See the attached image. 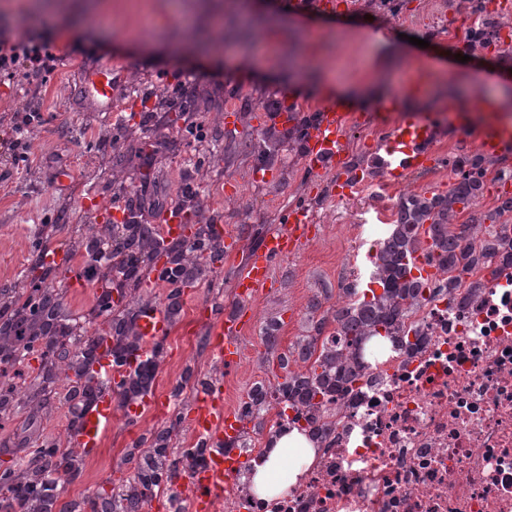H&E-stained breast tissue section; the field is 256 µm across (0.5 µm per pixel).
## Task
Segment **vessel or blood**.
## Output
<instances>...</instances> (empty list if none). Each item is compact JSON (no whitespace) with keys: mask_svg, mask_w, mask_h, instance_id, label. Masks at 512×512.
<instances>
[{"mask_svg":"<svg viewBox=\"0 0 512 512\" xmlns=\"http://www.w3.org/2000/svg\"><path fill=\"white\" fill-rule=\"evenodd\" d=\"M434 82L430 71L418 69L409 72L398 85L395 97L384 105L385 110L398 111L402 100L409 95L425 94ZM117 76L108 65H91L83 70L82 98L90 111L115 112L114 88ZM448 127L456 136L475 135L480 153L496 155L512 146V124L500 117V107L494 98L481 97L474 106H462L447 117ZM344 114L333 107H320L318 121L311 129L308 139L307 160L313 167L322 169L335 166L341 160ZM432 133L429 123L423 119H410L392 130L383 143L386 158L382 164L381 177L392 182L411 172L431 167L433 155L423 145ZM317 234L305 211L290 212L285 224L270 233L262 246L251 253L243 272L237 277L235 291L241 300L256 297L271 282L272 265L275 261L297 254L303 245ZM201 319L210 325L209 341L215 355L225 366H237L242 357L240 338L248 326L247 311L226 315L203 307ZM173 322L166 308L149 305L144 307L137 319V331L143 350L169 336ZM166 398L150 393L142 400L125 409L130 418L165 413ZM122 410L112 391L106 390L96 403L84 414L79 426L71 434L73 447L82 449L86 457L98 456L104 437L112 427V420ZM242 423L236 411L224 402L221 389L201 392L191 419V429L196 436L206 438L210 450L206 462L194 469L186 478L191 488L188 503L190 512H212L213 502L223 496L224 488L234 479L245 460L229 442L237 437Z\"/></svg>","mask_w":512,"mask_h":512,"instance_id":"vessel-or-blood-1","label":"vessel or blood"}]
</instances>
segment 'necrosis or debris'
Instances as JSON below:
<instances>
[{"label":"necrosis or debris","mask_w":512,"mask_h":512,"mask_svg":"<svg viewBox=\"0 0 512 512\" xmlns=\"http://www.w3.org/2000/svg\"><path fill=\"white\" fill-rule=\"evenodd\" d=\"M491 268L477 297L416 314L418 350L371 349L303 481L263 500L239 471L221 512H512V264Z\"/></svg>","instance_id":"necrosis-or-debris-1"}]
</instances>
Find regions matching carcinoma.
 Masks as SVG:
<instances>
[{"mask_svg": "<svg viewBox=\"0 0 512 512\" xmlns=\"http://www.w3.org/2000/svg\"><path fill=\"white\" fill-rule=\"evenodd\" d=\"M481 37L466 42L463 51L484 54L492 48L498 58L512 62V47L502 41L508 26L505 14L483 9ZM288 136L264 146L256 160L262 164L280 146L306 152L315 116H291ZM489 160L477 154L466 165L453 163L448 190L431 195L410 194L399 202L397 218L377 249L371 288L360 293L341 288L342 305L327 309L312 322V334L300 338L279 355L281 379L257 385L251 409L244 419H260L268 395L286 400L293 412L288 425L320 444L333 430L327 416H335L356 382L370 365L367 347L378 340L395 352H412L426 339L411 315L428 296L448 294L473 297L483 280L462 283L457 272L478 271L500 257L512 262V233L505 216L512 215V196L499 199L495 209L461 220L478 206L489 177ZM194 232L177 240L165 239L156 224L129 219L123 224H42L35 233L26 271L0 288V430L16 424L13 441L31 444L26 458L0 463V512H143L154 493L178 478L176 457L187 456L180 443L182 419L175 416L133 438L124 461L132 465L118 485L98 486L89 493L61 497L58 486L81 481L83 455L70 439L40 433L44 421L60 406L67 407L68 431L110 387V379L92 370L99 348L109 343L112 364L127 369L116 393L123 405L142 399L151 389L165 358V341L139 355L136 321L142 307L152 303L143 290L149 280L168 289L167 305L173 321L181 315V297L187 288L219 287L213 274L224 267V239L201 208L192 209ZM61 250L79 261L76 276L95 288V300L86 316H72L66 275L48 256ZM423 252L437 273L430 279L412 275L415 255ZM38 362V367L30 361ZM193 368H187L174 386H205Z\"/></svg>", "mask_w": 512, "mask_h": 512, "instance_id": "cac0c4a2", "label": "carcinoma"}]
</instances>
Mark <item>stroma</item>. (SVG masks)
<instances>
[{
    "mask_svg": "<svg viewBox=\"0 0 512 512\" xmlns=\"http://www.w3.org/2000/svg\"><path fill=\"white\" fill-rule=\"evenodd\" d=\"M70 2L77 10L65 15L48 5L37 7L36 0H0V33L21 37L40 31L46 23L57 48L74 47L59 60L46 84L19 93L0 83V120L25 102L40 114L26 133L25 154L0 148V285L15 280L27 267L37 225L100 224L110 205L121 207L130 200L141 203L143 221L154 224L163 211L182 200L186 189L199 192L225 234L237 242L236 256L225 260L218 276L224 286L219 300L228 311L248 307L251 316L240 339V363L218 379L233 407L240 394L258 382L272 381L279 372L261 339L266 325L277 324L279 349L287 351L307 333L312 297L324 288L330 297H337L340 285L368 266L367 250L356 238L359 225L375 223L378 207L396 210L404 196L447 190L448 156L460 149L476 150L472 141L456 144L447 127H438L429 145L436 166L392 184L370 173L371 162L380 157L384 129L420 116L448 91H455L467 105L474 103L478 92L495 94L500 87L499 80L489 76L476 89L452 87L442 79L426 98L408 102L405 111L388 113L386 119H375L366 106L351 111L342 139V161L359 163L368 180L349 197L333 195V171L311 168L304 155L295 153H281L272 165L274 179L256 182L253 147L286 127L264 104L273 97L286 99V83L298 81L294 61L321 45L345 78L366 77L372 61L384 52L370 30L389 27L401 34L400 54L391 58L393 75L378 90L394 96L395 74L429 59L434 46L447 45L444 21L452 14L448 0H396L391 9L380 0H335L336 12L369 17L368 26L358 27L352 38L342 28H326L300 14L299 32L280 46L263 35L262 28L268 19L285 14L294 0H214L219 7L218 27L200 19L188 31L180 18L195 0H171L168 10L159 7V0H112L111 13L102 19L95 16L97 0ZM188 34L208 43L210 52L179 51ZM415 37L428 40V47L412 45ZM262 57L272 63V71L261 78L246 75L248 63ZM96 63L115 67L122 77L118 114L112 118L81 108L78 72ZM229 106L236 111L231 118L225 115ZM148 108L156 116L147 124L142 114ZM192 124L202 126L205 142L186 137L184 128ZM126 135L134 138L137 151L119 166L112 142ZM159 142L172 143V150L158 153L151 170L143 171L139 150H150ZM64 170L69 178H61ZM88 195L95 202L89 210L81 206ZM297 207L307 210L318 224V236L299 254L276 261L271 287L241 302L234 282L249 254ZM214 300L205 287L184 294L180 321L166 339V357L153 383L156 393L170 396L186 366L204 373L215 362L211 348L199 344L209 325L196 311L198 304L210 305ZM163 421V416H149L133 429L123 415H116L99 455L85 462L84 487L126 478L127 443L137 429Z\"/></svg>",
    "mask_w": 512,
    "mask_h": 512,
    "instance_id": "35a3bbf8",
    "label": "stroma"
}]
</instances>
